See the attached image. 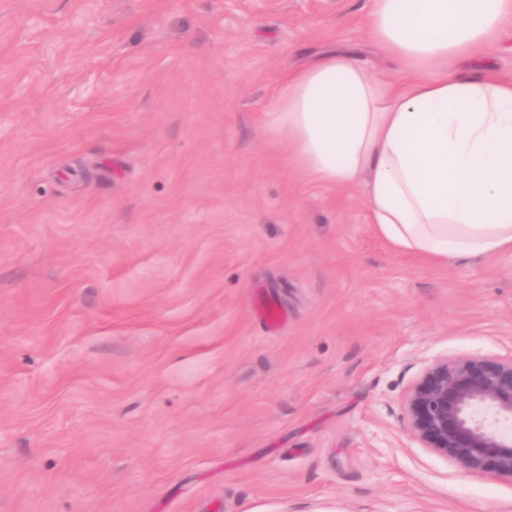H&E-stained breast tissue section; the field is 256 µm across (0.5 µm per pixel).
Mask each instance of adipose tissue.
<instances>
[{
    "label": "adipose tissue",
    "mask_w": 512,
    "mask_h": 512,
    "mask_svg": "<svg viewBox=\"0 0 512 512\" xmlns=\"http://www.w3.org/2000/svg\"><path fill=\"white\" fill-rule=\"evenodd\" d=\"M512 0H373L366 26L410 73L476 59ZM276 133L287 157L330 184L364 183L375 233L436 260L512 251V82L488 68L406 87L351 54L289 72Z\"/></svg>",
    "instance_id": "obj_1"
}]
</instances>
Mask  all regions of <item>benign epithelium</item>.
<instances>
[{
  "mask_svg": "<svg viewBox=\"0 0 512 512\" xmlns=\"http://www.w3.org/2000/svg\"><path fill=\"white\" fill-rule=\"evenodd\" d=\"M404 410L412 438L461 470L512 482V359L433 360L411 386Z\"/></svg>",
  "mask_w": 512,
  "mask_h": 512,
  "instance_id": "7a95c632",
  "label": "benign epithelium"
}]
</instances>
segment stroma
Segmentation results:
<instances>
[{
	"label": "stroma",
	"mask_w": 512,
	"mask_h": 512,
	"mask_svg": "<svg viewBox=\"0 0 512 512\" xmlns=\"http://www.w3.org/2000/svg\"><path fill=\"white\" fill-rule=\"evenodd\" d=\"M370 7L0 0V512H512L404 414L512 358V253L393 250L276 141L290 69L402 80Z\"/></svg>",
	"instance_id": "35a3bbf8"
}]
</instances>
